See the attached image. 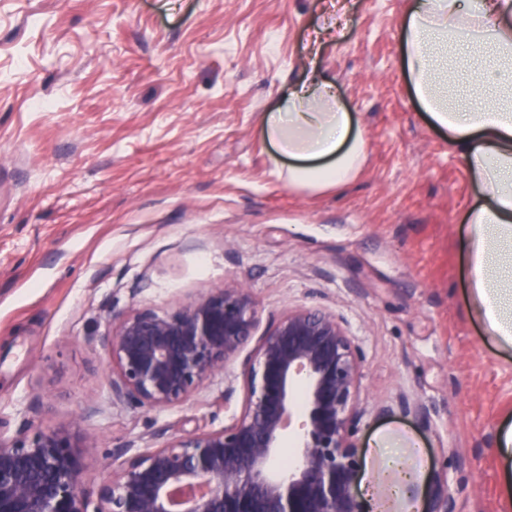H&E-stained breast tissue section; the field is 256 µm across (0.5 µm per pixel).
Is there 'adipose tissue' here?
Instances as JSON below:
<instances>
[{
  "instance_id": "adipose-tissue-1",
  "label": "adipose tissue",
  "mask_w": 512,
  "mask_h": 512,
  "mask_svg": "<svg viewBox=\"0 0 512 512\" xmlns=\"http://www.w3.org/2000/svg\"><path fill=\"white\" fill-rule=\"evenodd\" d=\"M404 64L481 190L462 242L467 279L487 331L512 347V0H417L404 20ZM263 127L293 189L343 184L367 152L335 84L318 76L266 113Z\"/></svg>"
}]
</instances>
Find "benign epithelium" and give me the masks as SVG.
Returning <instances> with one entry per match:
<instances>
[{"label": "benign epithelium", "instance_id": "benign-epithelium-1", "mask_svg": "<svg viewBox=\"0 0 512 512\" xmlns=\"http://www.w3.org/2000/svg\"><path fill=\"white\" fill-rule=\"evenodd\" d=\"M257 327L252 296L235 284L170 310L112 315L103 337L112 400L158 410L184 403L224 375ZM245 374L246 407L232 425L149 448L106 473L94 494L84 482L102 468L84 452L97 444L94 436L46 428L0 439V512H365L356 491L362 460L350 440L362 371L336 317L289 311L260 336ZM298 406L297 453L275 470ZM429 512H455L440 481L431 486Z\"/></svg>", "mask_w": 512, "mask_h": 512}]
</instances>
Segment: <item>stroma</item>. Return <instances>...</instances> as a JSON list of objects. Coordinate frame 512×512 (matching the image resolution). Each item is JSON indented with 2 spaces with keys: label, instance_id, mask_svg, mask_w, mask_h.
<instances>
[{
  "label": "stroma",
  "instance_id": "35a3bbf8",
  "mask_svg": "<svg viewBox=\"0 0 512 512\" xmlns=\"http://www.w3.org/2000/svg\"><path fill=\"white\" fill-rule=\"evenodd\" d=\"M414 2L0 0L1 438L78 426L112 469L231 425L244 358L154 410L113 402L102 338L115 311L236 283L259 330L310 307L359 349L358 492L426 512L441 477L456 512H512V348L469 296L480 190L401 63ZM314 71L368 145L321 192L288 188L262 128Z\"/></svg>",
  "mask_w": 512,
  "mask_h": 512
}]
</instances>
